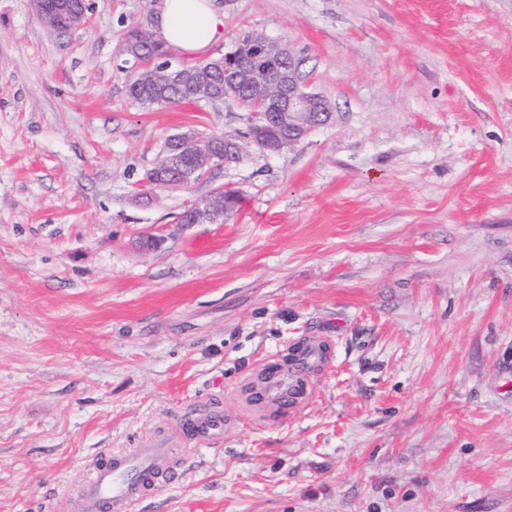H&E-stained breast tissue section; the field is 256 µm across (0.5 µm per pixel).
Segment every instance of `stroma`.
<instances>
[{
  "mask_svg": "<svg viewBox=\"0 0 512 512\" xmlns=\"http://www.w3.org/2000/svg\"><path fill=\"white\" fill-rule=\"evenodd\" d=\"M286 43L331 119L136 196L165 139L236 102L145 109L129 26L0 0V512H72L103 452L173 448L135 512H512V0H217ZM220 224L181 214L215 189ZM156 247H146L148 239ZM321 337L313 399L241 413L264 357ZM212 402L221 438L183 432Z\"/></svg>",
  "mask_w": 512,
  "mask_h": 512,
  "instance_id": "35a3bbf8",
  "label": "stroma"
}]
</instances>
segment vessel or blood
<instances>
[{
    "label": "vessel or blood",
    "instance_id": "b4317fda",
    "mask_svg": "<svg viewBox=\"0 0 512 512\" xmlns=\"http://www.w3.org/2000/svg\"><path fill=\"white\" fill-rule=\"evenodd\" d=\"M324 360L320 338H309L292 363L274 358L261 360L256 368L263 384L259 399H244L245 410L254 418L266 416L267 406L277 408L280 418L301 414L309 406L313 389L312 371ZM227 415L218 409L186 421V428L201 438L223 432ZM172 451L168 448H141L115 456L98 465L78 492L75 512H129L159 482L174 479Z\"/></svg>",
    "mask_w": 512,
    "mask_h": 512
}]
</instances>
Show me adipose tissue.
Instances as JSON below:
<instances>
[{
  "label": "adipose tissue",
  "mask_w": 512,
  "mask_h": 512,
  "mask_svg": "<svg viewBox=\"0 0 512 512\" xmlns=\"http://www.w3.org/2000/svg\"><path fill=\"white\" fill-rule=\"evenodd\" d=\"M158 34L166 45L197 53L224 38V15L214 0H161Z\"/></svg>",
  "instance_id": "ef3b65f1"
}]
</instances>
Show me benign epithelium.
Returning a JSON list of instances; mask_svg holds the SVG:
<instances>
[{"mask_svg":"<svg viewBox=\"0 0 512 512\" xmlns=\"http://www.w3.org/2000/svg\"><path fill=\"white\" fill-rule=\"evenodd\" d=\"M89 9L88 0L60 7L72 27L85 23ZM265 51L264 57L240 61L230 58V63L224 66V80L264 103L267 111L250 112L245 117L248 139L265 152L270 149L279 152L296 143L311 128L324 123L330 116L331 104L325 96L307 90L293 55H288L285 67L277 49L267 45ZM158 76L165 82L178 83L184 78V66L168 62L158 70ZM197 147L200 152L196 166H183V153ZM240 151L241 142L235 135L224 136V147L219 149L205 146V139L201 137L194 140L185 134L174 135L154 167L153 178L138 185L136 194L149 196L154 188L170 184L187 186L210 169L229 164ZM231 204L232 198H224V190H217L192 205L186 223L215 224L224 208Z\"/></svg>","mask_w":512,"mask_h":512,"instance_id":"7a95c632","label":"benign epithelium"}]
</instances>
